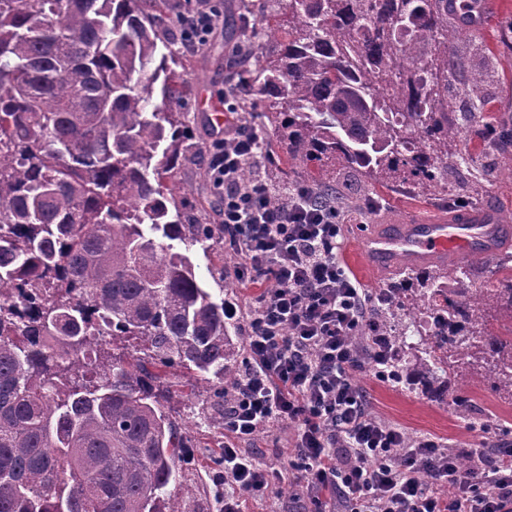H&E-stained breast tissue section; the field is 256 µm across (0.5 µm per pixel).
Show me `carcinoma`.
<instances>
[{
    "instance_id": "cac0c4a2",
    "label": "carcinoma",
    "mask_w": 512,
    "mask_h": 512,
    "mask_svg": "<svg viewBox=\"0 0 512 512\" xmlns=\"http://www.w3.org/2000/svg\"><path fill=\"white\" fill-rule=\"evenodd\" d=\"M181 0H0V512H182L186 448L156 390L180 368L220 402L241 375L224 300L192 261L212 225L186 219L178 175L186 157L172 30ZM284 23L265 31L239 85L237 117L262 112L280 158L318 168L324 201L359 175L448 195V123L458 96L482 99L489 72L461 92L448 72L468 41L448 0H262ZM488 135L512 147V129ZM184 250H176L173 242ZM448 262L417 286L390 290L375 333L411 351L402 380L512 402V275L494 288ZM28 306L19 308L22 303ZM128 356H103L106 337Z\"/></svg>"
}]
</instances>
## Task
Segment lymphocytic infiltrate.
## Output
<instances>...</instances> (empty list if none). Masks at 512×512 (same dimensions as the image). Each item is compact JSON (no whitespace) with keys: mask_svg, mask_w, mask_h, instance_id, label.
<instances>
[{"mask_svg":"<svg viewBox=\"0 0 512 512\" xmlns=\"http://www.w3.org/2000/svg\"><path fill=\"white\" fill-rule=\"evenodd\" d=\"M257 132L215 128L204 149L212 186L224 200V248L237 281L258 287L224 317L248 326L247 366L224 407V512H244L274 475L247 447L261 432L293 427L287 465L306 493L295 512H512V461L473 468L427 437L411 438L373 418L352 373L359 349L349 338L376 300L337 259L341 220L333 204L314 206L308 188L262 176ZM287 196L284 205L274 196Z\"/></svg>","mask_w":512,"mask_h":512,"instance_id":"1","label":"lymphocytic infiltrate"}]
</instances>
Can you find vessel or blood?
Segmentation results:
<instances>
[{"label":"vessel or blood","instance_id":"1","mask_svg":"<svg viewBox=\"0 0 512 512\" xmlns=\"http://www.w3.org/2000/svg\"><path fill=\"white\" fill-rule=\"evenodd\" d=\"M512 239V225L498 209L461 210L434 221L409 215L386 220L362 241V250L375 265L405 260L414 265L443 263L450 250L468 257L493 254Z\"/></svg>","mask_w":512,"mask_h":512}]
</instances>
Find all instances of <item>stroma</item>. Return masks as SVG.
I'll use <instances>...</instances> for the list:
<instances>
[{"instance_id":"35a3bbf8","label":"stroma","mask_w":512,"mask_h":512,"mask_svg":"<svg viewBox=\"0 0 512 512\" xmlns=\"http://www.w3.org/2000/svg\"><path fill=\"white\" fill-rule=\"evenodd\" d=\"M488 2L484 18L470 29L473 46L465 56V65L469 68L483 66L493 72L494 78L484 90V111L497 116L500 123L512 126V48L499 41L501 30L512 25V0ZM219 12L218 25L206 45L197 50L184 47L178 50V61L187 79L183 93L191 108V159L180 174L184 211L197 222L217 225L223 220L222 201L205 177L203 160L197 157L208 143L213 126L199 100L204 97L219 101L225 86L237 84L242 74L252 67V57L243 53L231 54L233 45L248 39L261 45L263 51L271 49L263 39L266 20L259 9L245 8L244 0H220ZM496 163L500 174L495 179L483 180L477 189L478 204L495 206L504 220L512 222V177L506 174L512 167V153L497 152ZM356 190L367 205L360 209L357 217L343 225L344 243L337 258L364 287L375 292L389 283L391 276L371 266L362 254L363 238L384 217L415 214L432 218L448 212L449 207L443 199L418 196L407 185L372 189L360 181ZM192 259L200 269L213 267L224 271L223 281H208V288L223 290L227 300L241 299L242 292L231 274L235 261L223 244H216L209 253L193 254ZM353 378L366 390L372 415L400 428L409 437H430L464 455L480 446V435L474 434L456 416L452 401L424 391L401 392L381 378L363 372L354 373ZM162 403L167 414L182 426L188 444L181 478L183 512H220L213 483L224 445V428L218 422L219 407L206 397L189 398L175 392L166 394Z\"/></svg>"}]
</instances>
